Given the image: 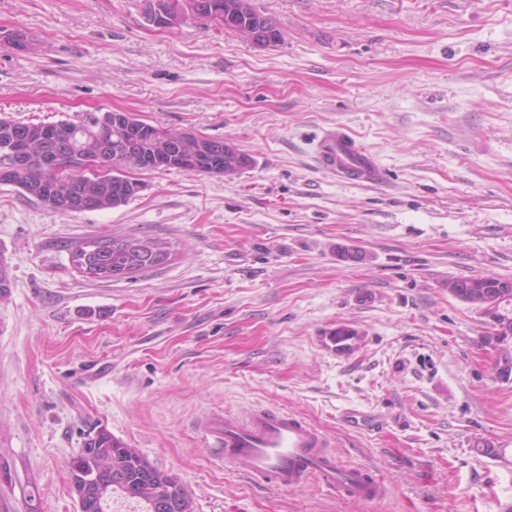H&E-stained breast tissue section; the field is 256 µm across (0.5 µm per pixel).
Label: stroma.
<instances>
[{"label":"stroma","instance_id":"1","mask_svg":"<svg viewBox=\"0 0 512 512\" xmlns=\"http://www.w3.org/2000/svg\"><path fill=\"white\" fill-rule=\"evenodd\" d=\"M282 44L146 0H0V117L123 110L251 156L233 176L136 171L117 208L61 214L0 183V512H79L68 462L100 429L175 476L196 512H512V380L452 279L512 280V0H254ZM339 125L380 178L315 162ZM172 243L134 280L80 242ZM354 330L347 347L331 336ZM267 406L388 488L371 502L224 471L195 424ZM262 18V29L264 33L263 38L261 34V23L257 22L258 31H253V38L251 43L256 48H265L267 45V41L269 43L268 47L277 46L284 41V33L280 28L278 22L271 16L265 15L261 12ZM267 39V40H266ZM102 241L106 246L102 254L100 251L87 254V247ZM172 252V244L165 239L136 234L112 235L91 238L78 245L72 253V262L81 273L98 280L132 279L167 265Z\"/></svg>","mask_w":512,"mask_h":512}]
</instances>
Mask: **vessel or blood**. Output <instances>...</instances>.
Here are the masks:
<instances>
[{"label": "vessel or blood", "instance_id": "vessel-or-blood-1", "mask_svg": "<svg viewBox=\"0 0 512 512\" xmlns=\"http://www.w3.org/2000/svg\"><path fill=\"white\" fill-rule=\"evenodd\" d=\"M315 158L320 168L347 180L371 183L378 176L373 155L340 127L322 130ZM199 432L225 469L243 472L265 487L297 490L315 481L362 501L378 498L382 490L364 469L329 454L320 431L272 409L245 419L214 414L200 423Z\"/></svg>", "mask_w": 512, "mask_h": 512}]
</instances>
